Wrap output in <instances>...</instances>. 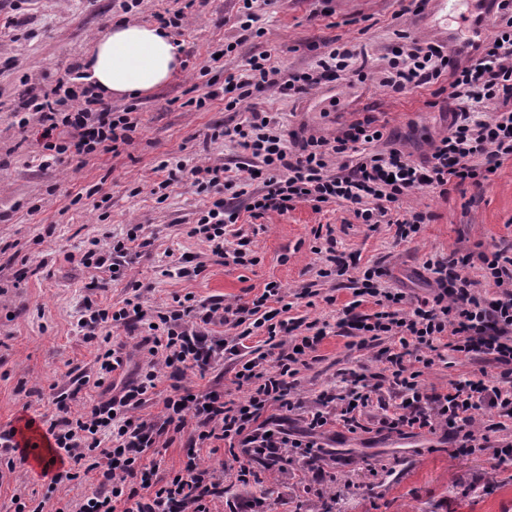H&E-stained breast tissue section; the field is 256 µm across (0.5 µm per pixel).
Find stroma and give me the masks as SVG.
Listing matches in <instances>:
<instances>
[{"instance_id":"stroma-1","label":"stroma","mask_w":512,"mask_h":512,"mask_svg":"<svg viewBox=\"0 0 512 512\" xmlns=\"http://www.w3.org/2000/svg\"><path fill=\"white\" fill-rule=\"evenodd\" d=\"M120 0H0V427L20 417L48 413L51 386L67 387L94 371L96 346L84 342L76 323L85 303L121 306L123 285L93 283V273L68 262L94 239L123 233L141 224L150 240L131 276L147 286V305L171 303L193 294L197 301L243 303L279 282L289 292L313 290V301L298 298L289 312L300 324L325 323L327 336L319 361L301 370L290 398L301 425L316 395L341 384L343 374L377 372L372 351L353 347L338 325L341 311L354 299V281L364 267L383 262L390 287L410 297L429 293L424 261L452 252L466 254L512 240V161H504L487 180L415 191L405 211L431 214L412 239L396 242L394 226L362 224L351 207L332 203L314 210L296 203L283 215L251 217L241 212L236 227L252 241L256 265L217 262L207 243L188 237L209 201L190 179L175 181L164 198L151 195L162 181L161 161L197 159L229 167L242 177L244 154L237 142L204 141L208 128L245 122L248 107L226 109L223 99L207 110L189 106L194 86L222 87L225 78L245 76L246 62L268 52L282 73L316 68L329 44L352 46L362 72L346 70L303 96H282L275 89L254 92L252 101L271 113L284 131L336 136L353 121L376 117L388 134L399 136L414 158L432 140L446 135L448 120L429 102L432 90L401 93L379 83L401 42L397 32L431 38L432 12L414 15L413 0H255L254 29L242 30L240 0H205L188 26L176 29L184 65L166 84L133 98H116L115 109L134 107L140 123L133 142L119 156L102 154L79 163L42 169L41 128L37 121L19 126L13 114L22 98L54 82L82 63L94 38L112 22L130 17L152 22L155 13L177 10V0H138L123 14ZM224 50L216 64L209 56ZM330 231L336 253L357 261L349 279L318 277V248ZM201 266L194 278L179 276L184 266ZM441 362L425 369L422 384L444 388L449 381L474 379L480 362L444 351ZM379 406L369 407L364 430L345 434L328 450L324 481L293 470L261 472L259 482L241 486L224 480V501L249 496L263 501L264 512H319L334 496L338 512H512V464L501 465L490 452L449 455L443 429L402 436L380 431ZM40 468L17 463L0 475V512H13L12 498L40 488Z\"/></svg>"}]
</instances>
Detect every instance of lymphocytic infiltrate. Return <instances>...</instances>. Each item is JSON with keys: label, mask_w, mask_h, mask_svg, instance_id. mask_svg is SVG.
Here are the masks:
<instances>
[{"label": "lymphocytic infiltrate", "mask_w": 512, "mask_h": 512, "mask_svg": "<svg viewBox=\"0 0 512 512\" xmlns=\"http://www.w3.org/2000/svg\"><path fill=\"white\" fill-rule=\"evenodd\" d=\"M498 8L501 24L470 65L449 69L442 46L416 39L387 71L383 84L397 92L433 85L448 72L454 75L456 105L448 134L420 161L394 146L370 152L369 144L384 137L372 116L331 139L310 136L290 143L278 121L254 107L232 133L251 159L247 173L258 175L261 188L246 191L221 165L186 169L163 161L158 168L168 178L155 184L154 192L167 189L180 173H190L194 186L214 199L189 236L207 242L214 256L247 266L257 261L251 239L229 231L240 209L259 218L286 213L299 201L317 207L346 202L363 223L377 224L413 190L495 172L512 158V0H499ZM355 56V50L341 44L321 58L317 70L285 76L263 53L250 59L247 79L227 77L225 92L208 90L193 103L201 110L221 98L234 109L267 86L284 96L302 94L346 69ZM73 79L70 73L57 78L23 106L43 128L47 167L66 156L118 154L120 146L132 143L138 127L133 108L113 110L93 88L74 90ZM490 103L495 110L488 115L484 109ZM142 231V225H132L125 236L93 241L80 253V265L125 282L128 296L116 310L85 305L77 321L85 340L97 345L93 377H80L77 383L98 388L97 399L76 412L70 406L76 390L55 388L48 395L52 411L43 415L42 425L56 457L41 477L47 494L58 497L55 512H212L213 504L224 500L225 475L249 485L254 461L276 471L298 461L313 478H322L320 437L339 429L357 433L374 394L383 390L389 393L379 403L383 430L401 434L440 427L455 450L489 449L499 463L512 462V440L504 438L512 433L511 244L478 253L486 269L482 286L464 272L469 257L426 260L434 289L413 303L404 292L386 287L383 267L366 268L341 323L356 337L358 349L374 350L381 369L371 378L356 376L341 391L320 393L305 417V429L295 432L271 410L287 407L286 397L301 369L309 367L325 327L312 322L307 335H297L296 324L284 318L292 307L288 291L275 281L267 282L248 305L203 304L187 295L156 309L145 307L141 283L127 276L141 256ZM368 300L375 312L361 313ZM130 325L142 331L134 347L113 343L111 327ZM226 325L235 328V335H215V328ZM253 336L262 337L264 349L245 361L233 379L236 386L248 387L247 397L228 400L215 388L196 393L184 386L187 374L206 377L225 353L241 352ZM446 349L464 360L485 356L479 377L450 382L443 390L421 384L422 368L432 366ZM137 352L146 358L139 366L132 363ZM165 378L170 386L164 390L160 383ZM156 401L163 405L160 414L138 415V408ZM178 439L186 448L182 465L168 478H158L156 450ZM221 444L232 450L231 459L217 468L200 462L201 450ZM88 484L93 487L89 493L84 490ZM79 487L83 495L72 498Z\"/></svg>", "instance_id": "f902f5d3"}]
</instances>
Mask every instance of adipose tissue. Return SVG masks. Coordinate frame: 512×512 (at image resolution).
Wrapping results in <instances>:
<instances>
[{"instance_id": "1", "label": "adipose tissue", "mask_w": 512, "mask_h": 512, "mask_svg": "<svg viewBox=\"0 0 512 512\" xmlns=\"http://www.w3.org/2000/svg\"><path fill=\"white\" fill-rule=\"evenodd\" d=\"M84 65L88 81L103 95L139 96L180 70L182 51L159 25L119 21L94 40Z\"/></svg>"}]
</instances>
